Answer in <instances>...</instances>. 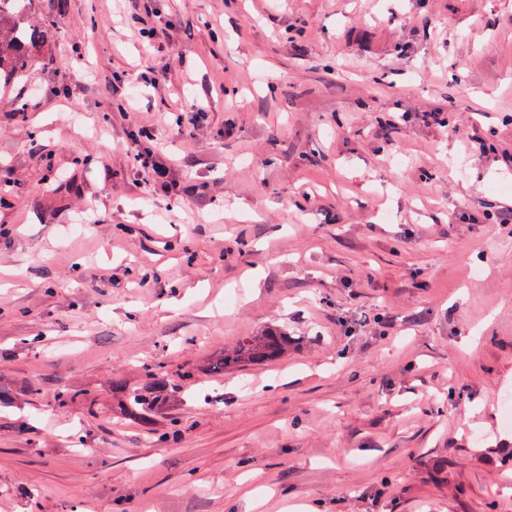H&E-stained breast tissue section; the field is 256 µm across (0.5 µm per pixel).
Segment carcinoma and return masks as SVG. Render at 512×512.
I'll use <instances>...</instances> for the list:
<instances>
[{"instance_id": "obj_1", "label": "carcinoma", "mask_w": 512, "mask_h": 512, "mask_svg": "<svg viewBox=\"0 0 512 512\" xmlns=\"http://www.w3.org/2000/svg\"><path fill=\"white\" fill-rule=\"evenodd\" d=\"M30 0H0V83L8 84L33 64L29 46L35 41L38 30L22 26ZM288 351V336L270 329L260 336H251L210 363L209 370L222 373L245 364L275 360ZM157 394H141L128 403V415L143 421L166 400L168 391L163 375L153 378Z\"/></svg>"}]
</instances>
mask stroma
<instances>
[{"instance_id":"35a3bbf8","label":"stroma","mask_w":512,"mask_h":512,"mask_svg":"<svg viewBox=\"0 0 512 512\" xmlns=\"http://www.w3.org/2000/svg\"><path fill=\"white\" fill-rule=\"evenodd\" d=\"M136 15L173 20L163 52ZM27 22L50 33L0 92V512H512V226L480 221L512 166L466 137L512 153V0ZM142 125L183 199L134 167ZM269 328L284 357L209 371ZM156 367L144 424L112 383ZM163 377L164 376L162 374H155L152 382L155 392L162 393L168 391L167 383ZM163 395V393L153 396L148 394H138L137 398L136 396H133V402L128 401V415L135 419L148 421L149 418L152 417V413L158 409L159 405L168 399V394H165V397Z\"/></svg>"}]
</instances>
